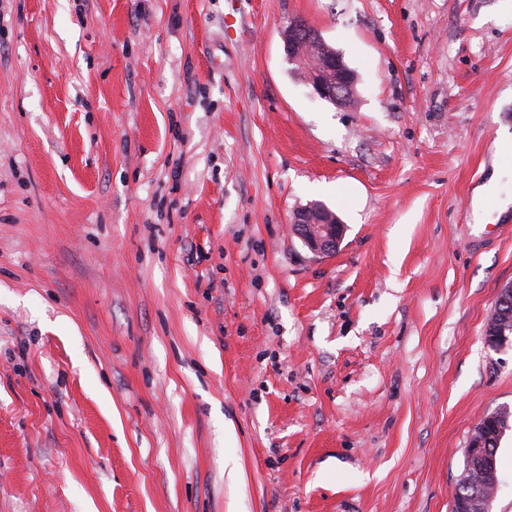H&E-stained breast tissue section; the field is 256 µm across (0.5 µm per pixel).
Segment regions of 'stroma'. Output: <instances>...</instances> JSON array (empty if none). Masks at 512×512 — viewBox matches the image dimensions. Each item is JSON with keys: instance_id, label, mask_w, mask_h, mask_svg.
I'll list each match as a JSON object with an SVG mask.
<instances>
[{"instance_id": "35a3bbf8", "label": "stroma", "mask_w": 512, "mask_h": 512, "mask_svg": "<svg viewBox=\"0 0 512 512\" xmlns=\"http://www.w3.org/2000/svg\"><path fill=\"white\" fill-rule=\"evenodd\" d=\"M511 136L512 0H0V512H451ZM281 38L287 61L295 66V72L303 81L320 98L339 108L350 109L355 100V75L343 57L329 49L315 29L297 20L284 28ZM302 47L313 48L322 58V65L315 67ZM296 231L303 243L316 255L329 256L335 254L345 234V226L329 210L315 211L299 209L293 218Z\"/></svg>"}]
</instances>
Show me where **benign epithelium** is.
<instances>
[{"instance_id":"7a95c632","label":"benign epithelium","mask_w":512,"mask_h":512,"mask_svg":"<svg viewBox=\"0 0 512 512\" xmlns=\"http://www.w3.org/2000/svg\"><path fill=\"white\" fill-rule=\"evenodd\" d=\"M283 48L287 61L295 66L296 73L312 87L322 99L339 108L349 109L355 100V75L344 62L343 57L327 47L320 34L297 20L292 21L282 32ZM296 231L303 243L316 255L329 256L339 249L345 234V226L329 210L309 214V209H299L293 218ZM507 322L492 321L487 324L486 338L491 347H498L509 341L506 334ZM484 431L476 427L470 438L467 454L479 459L483 456ZM482 484L497 487L496 468L492 460L484 461L479 473L466 469L461 485Z\"/></svg>"}]
</instances>
